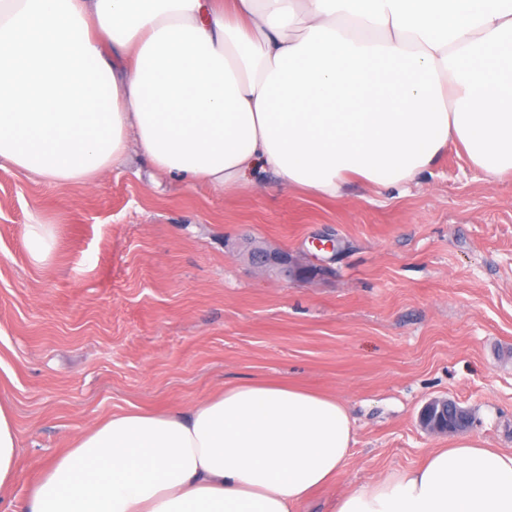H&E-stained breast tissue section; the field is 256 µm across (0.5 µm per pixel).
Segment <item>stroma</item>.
Wrapping results in <instances>:
<instances>
[{
	"mask_svg": "<svg viewBox=\"0 0 512 512\" xmlns=\"http://www.w3.org/2000/svg\"><path fill=\"white\" fill-rule=\"evenodd\" d=\"M190 187L141 157L92 185L53 188L0 166V402L14 418L12 493L96 420L187 409L250 379L342 397L356 443L335 483L417 467L443 437L430 399L471 415L468 436L512 451V174L448 145L392 188L344 197L284 187ZM51 223L34 265L24 229ZM287 253L290 274L252 264Z\"/></svg>",
	"mask_w": 512,
	"mask_h": 512,
	"instance_id": "1",
	"label": "stroma"
}]
</instances>
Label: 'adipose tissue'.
Returning <instances> with one entry per match:
<instances>
[{"instance_id": "adipose-tissue-1", "label": "adipose tissue", "mask_w": 512, "mask_h": 512, "mask_svg": "<svg viewBox=\"0 0 512 512\" xmlns=\"http://www.w3.org/2000/svg\"><path fill=\"white\" fill-rule=\"evenodd\" d=\"M451 143L512 172V0H0V163L56 188L135 153L191 186L262 167L336 199ZM354 443L342 398L233 382L93 424L12 512H298ZM332 512H512V451L454 438Z\"/></svg>"}]
</instances>
